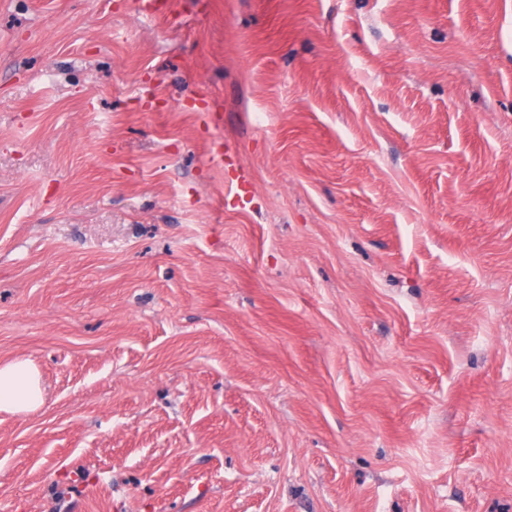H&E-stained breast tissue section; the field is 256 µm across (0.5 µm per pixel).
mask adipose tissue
Wrapping results in <instances>:
<instances>
[{"mask_svg": "<svg viewBox=\"0 0 512 512\" xmlns=\"http://www.w3.org/2000/svg\"><path fill=\"white\" fill-rule=\"evenodd\" d=\"M42 402L41 379L34 364L27 360L0 364V412L26 413Z\"/></svg>", "mask_w": 512, "mask_h": 512, "instance_id": "ef3b65f1", "label": "adipose tissue"}]
</instances>
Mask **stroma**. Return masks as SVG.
Segmentation results:
<instances>
[{"label":"stroma","instance_id":"1","mask_svg":"<svg viewBox=\"0 0 512 512\" xmlns=\"http://www.w3.org/2000/svg\"><path fill=\"white\" fill-rule=\"evenodd\" d=\"M131 2L0 0V512H512V0ZM43 402L38 370L28 360L0 364V412L26 413Z\"/></svg>","mask_w":512,"mask_h":512}]
</instances>
